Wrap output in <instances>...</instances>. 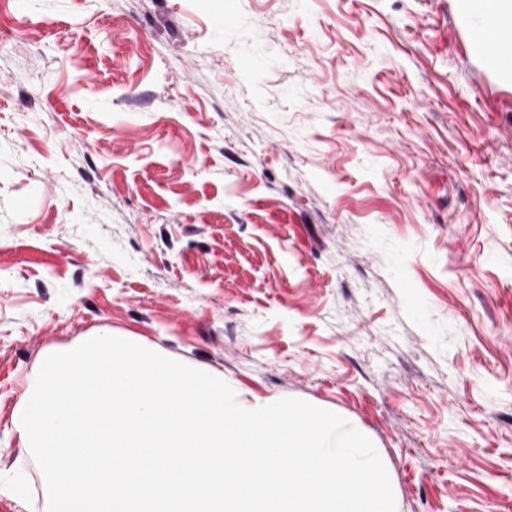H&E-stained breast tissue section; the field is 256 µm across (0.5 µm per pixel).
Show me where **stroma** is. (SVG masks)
<instances>
[{"mask_svg":"<svg viewBox=\"0 0 512 512\" xmlns=\"http://www.w3.org/2000/svg\"><path fill=\"white\" fill-rule=\"evenodd\" d=\"M460 0H0V506L108 330L363 427L399 512H512V70Z\"/></svg>","mask_w":512,"mask_h":512,"instance_id":"1","label":"stroma"}]
</instances>
